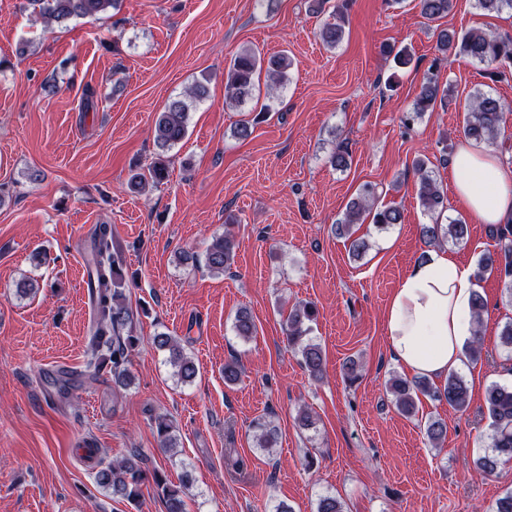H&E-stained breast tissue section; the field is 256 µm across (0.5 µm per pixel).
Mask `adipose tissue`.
<instances>
[{
  "mask_svg": "<svg viewBox=\"0 0 512 512\" xmlns=\"http://www.w3.org/2000/svg\"><path fill=\"white\" fill-rule=\"evenodd\" d=\"M454 194L474 221H512V172L493 151L462 140L451 159ZM478 289L469 265L447 248H430L401 279L384 320L394 359L416 375L447 377L462 363L474 333L472 303Z\"/></svg>",
  "mask_w": 512,
  "mask_h": 512,
  "instance_id": "ef3b65f1",
  "label": "adipose tissue"
}]
</instances>
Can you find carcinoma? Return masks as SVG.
<instances>
[{
    "label": "carcinoma",
    "instance_id": "obj_1",
    "mask_svg": "<svg viewBox=\"0 0 512 512\" xmlns=\"http://www.w3.org/2000/svg\"><path fill=\"white\" fill-rule=\"evenodd\" d=\"M119 0H28L34 11L48 23L62 24L72 18L105 15L117 8ZM453 0H417L420 15L429 21H438L450 12ZM475 7L485 14H500L512 10V0H475ZM344 21L340 10L332 12V20L322 24L319 38L325 47L334 49L344 39ZM437 49L446 54L454 52L475 60L486 67L487 77L494 81L512 65V37L487 33L480 29L466 32L441 29L437 33ZM294 60L286 54L264 58L258 50L247 47L238 51L225 70V98L238 105L254 96L256 84L266 77L267 95L273 97L283 89L288 72ZM436 65L428 68L420 92L414 100L412 110L406 113L404 125L408 126L426 112L437 106H444L450 90L440 88ZM207 87L196 82L185 91V95L168 102L157 114L154 124L155 142L165 151L180 143L188 132L189 112L194 103L203 100ZM512 109L501 98L477 91L471 96L463 127L464 136L477 144L490 145L495 142L501 128L508 120ZM414 169L419 176L418 199L424 211L435 214L448 209V195L444 193L423 159L415 161ZM168 177V164L158 158L141 171H134L129 183L135 188L148 184H161ZM376 227L384 229L403 220V212L395 206L377 204L375 187L365 183L349 200L342 218L336 224V235L349 241L352 256L361 258L370 250L369 240L355 236L353 227L365 219ZM421 237L428 246H438L447 240L461 242L468 237V225L461 220L447 224H423ZM496 252L483 255L475 277L480 279L488 270L494 269L508 278L504 291L512 301V225L505 224L493 230ZM234 258V244L230 230L212 240L205 252V265L210 271L222 273L231 269ZM125 258L114 247L112 226L98 224L90 237V246L85 254V266L89 279L97 283L92 290V325L88 349L80 375L96 378L105 368H110L115 383L127 386L131 383L128 368L132 350L138 345L139 337L132 334L134 314L125 302L122 291ZM316 319V310L310 304L295 306L288 314L285 334L288 347L300 354L305 369L318 380L323 374L321 347L309 337L310 323ZM237 336L249 339L256 333V325L246 310L237 313L234 322ZM155 345L168 352V361L174 368V375L182 383L192 381L196 375L194 362L183 353L178 341L166 334L154 337ZM389 392L395 409L411 417L416 414L419 396L445 400L448 407L462 411L469 404V388L466 381L451 372L443 388L432 387L427 379L408 381L393 377L389 381ZM484 406L491 429V452L477 461V469L483 475H492L503 462L512 461V385L490 384L485 391ZM154 428L164 453L176 447L173 421L166 416L153 418ZM258 447L268 449L278 439V429L272 423L260 419L255 422ZM448 433V423L439 418L429 421L425 427L428 442L438 446ZM97 484L108 491L112 498L133 502L140 498L142 486L153 482L156 491L165 501L166 512H186L184 497L188 487L173 486L158 469H149L142 453L134 449L122 460L101 467L95 475Z\"/></svg>",
    "mask_w": 512,
    "mask_h": 512
}]
</instances>
